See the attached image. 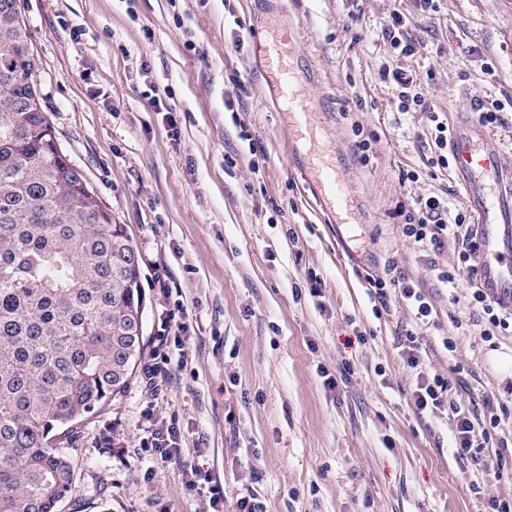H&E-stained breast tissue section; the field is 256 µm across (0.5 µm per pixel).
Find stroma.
<instances>
[{
    "label": "stroma",
    "instance_id": "1",
    "mask_svg": "<svg viewBox=\"0 0 512 512\" xmlns=\"http://www.w3.org/2000/svg\"><path fill=\"white\" fill-rule=\"evenodd\" d=\"M437 7L20 0L59 142L139 253L148 349L170 300L190 326L158 389L136 371L64 440L76 472L60 512H207L186 489L192 466L223 486L224 512L250 489L263 512H484L486 497L512 499V331L485 341L468 322L469 277L440 281L458 260L455 239L424 252L403 235L400 210L418 197L468 203L451 170L429 165L425 113L397 111L379 76L384 65L421 76L425 100L448 118L475 99L512 97V0ZM270 9L302 32L309 90L325 104L364 223H329L290 170L288 132L248 62L256 18ZM395 11L416 43L408 58L382 37ZM390 262L433 307L415 369L401 357L413 323L399 292L382 305L367 284ZM424 374L451 380L479 420L497 417L503 455L477 473L457 459L449 415L413 403ZM153 418L176 420L180 458L141 448Z\"/></svg>",
    "mask_w": 512,
    "mask_h": 512
}]
</instances>
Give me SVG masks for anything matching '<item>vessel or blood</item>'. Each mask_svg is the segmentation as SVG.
Returning a JSON list of instances; mask_svg holds the SVG:
<instances>
[{
	"label": "vessel or blood",
	"mask_w": 512,
	"mask_h": 512,
	"mask_svg": "<svg viewBox=\"0 0 512 512\" xmlns=\"http://www.w3.org/2000/svg\"><path fill=\"white\" fill-rule=\"evenodd\" d=\"M300 42L298 27L272 14L261 24L252 58L288 131L291 169L331 223L358 224L359 199L337 151L327 143L323 103L309 93L295 62ZM449 148L474 210L480 254L476 284L512 307V163L470 107L456 113Z\"/></svg>",
	"instance_id": "obj_1"
}]
</instances>
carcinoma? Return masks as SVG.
Wrapping results in <instances>:
<instances>
[{
	"instance_id": "cac0c4a2",
	"label": "carcinoma",
	"mask_w": 512,
	"mask_h": 512,
	"mask_svg": "<svg viewBox=\"0 0 512 512\" xmlns=\"http://www.w3.org/2000/svg\"><path fill=\"white\" fill-rule=\"evenodd\" d=\"M18 0H0V512H58L66 437L145 357L146 295L125 225L61 150Z\"/></svg>"
}]
</instances>
